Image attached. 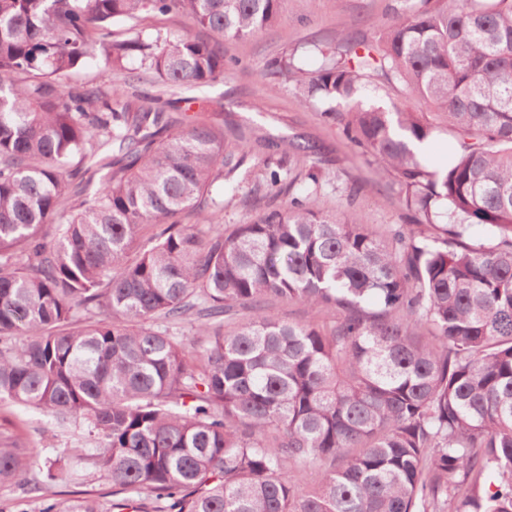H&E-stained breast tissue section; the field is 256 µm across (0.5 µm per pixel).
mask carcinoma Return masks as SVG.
<instances>
[{"label": "carcinoma", "instance_id": "1", "mask_svg": "<svg viewBox=\"0 0 512 512\" xmlns=\"http://www.w3.org/2000/svg\"><path fill=\"white\" fill-rule=\"evenodd\" d=\"M282 2L0 0V400L86 424L101 476L157 512H512V0H405L370 40L313 44L311 72L293 52L263 66L398 186L407 223L385 239L317 204L330 173L303 143L257 157L222 124L65 82L136 57L166 89L211 84L224 38ZM171 13L209 36L142 26ZM371 77L391 106L358 100ZM443 130L438 169L417 146ZM220 179L288 204L225 227ZM272 298L336 318L283 322ZM40 456L0 448V486L40 492L21 472Z\"/></svg>", "mask_w": 512, "mask_h": 512}]
</instances>
